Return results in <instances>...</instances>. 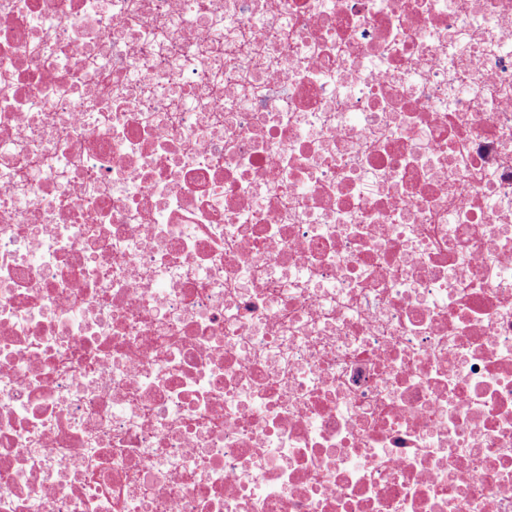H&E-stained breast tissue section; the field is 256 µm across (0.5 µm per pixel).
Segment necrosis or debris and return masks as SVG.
<instances>
[{"label": "necrosis or debris", "instance_id": "obj_1", "mask_svg": "<svg viewBox=\"0 0 512 512\" xmlns=\"http://www.w3.org/2000/svg\"><path fill=\"white\" fill-rule=\"evenodd\" d=\"M0 512H512V0H0Z\"/></svg>", "mask_w": 512, "mask_h": 512}]
</instances>
